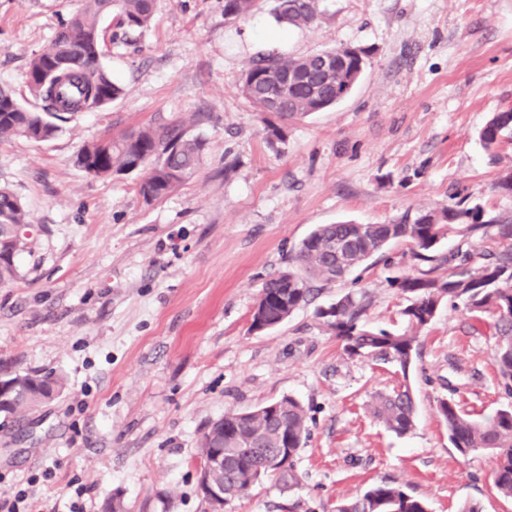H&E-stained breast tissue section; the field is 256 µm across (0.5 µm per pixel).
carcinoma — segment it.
<instances>
[{"label":"carcinoma","mask_w":512,"mask_h":512,"mask_svg":"<svg viewBox=\"0 0 512 512\" xmlns=\"http://www.w3.org/2000/svg\"><path fill=\"white\" fill-rule=\"evenodd\" d=\"M257 0H224V16L245 18ZM277 22L310 27L322 15L321 0H272ZM156 0H84L83 7L55 32L51 42L34 55L28 83L43 103L36 112L20 105L10 91L0 88V136H21L46 141L76 114L104 107L122 94V87L100 61V20L114 14L123 34L150 24ZM369 52L337 46L306 56L261 54L242 74L244 95L262 114L274 113L282 124L265 121L270 144L286 138V123L323 111L345 98L363 72ZM512 139V107L495 113L479 132L483 147L494 150L504 138ZM206 140L177 126L142 127L117 137L84 146L75 165L92 177L142 171L139 185L143 201L151 204L168 196L201 165ZM28 216L18 196L0 187V284L18 278L17 256L27 243L22 234ZM486 224L498 225L505 245L487 254L480 266L470 265L466 233ZM451 233L462 236L455 254L443 257L448 275L432 271L402 275L391 286L411 295L402 314L408 330L394 333L373 330L360 323L364 298L346 294L318 311L324 325L350 355H367L397 367L403 378L417 351V331L434 318L439 308L462 303L475 314L495 318L497 335L494 361L505 394L512 397V225L485 217L478 205L442 207L423 212L410 224H319L306 237L294 257L296 270L265 281L251 316L250 329H274L286 321L313 294L310 283L325 284L343 278L366 259L384 253L394 239L414 245L417 261L436 260L432 253ZM8 388L0 414L17 419L38 410L60 392L62 382L38 373H0ZM375 417L393 433L403 436L415 425L416 406L409 385L381 397L371 406ZM448 424V441L462 456L490 450L495 458L493 484L504 498L512 499V405L492 417L477 420L452 400L439 402ZM214 438L201 442V455L224 454V465L204 472L214 487L224 488L225 502L245 494L255 485L258 472L291 486L297 481L295 461L307 438L306 414L290 396L248 412H228L209 425ZM336 512H427V505L394 484H379L363 495L338 503Z\"/></svg>","instance_id":"carcinoma-1"}]
</instances>
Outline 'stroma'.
<instances>
[{
  "label": "stroma",
  "instance_id": "35a3bbf8",
  "mask_svg": "<svg viewBox=\"0 0 512 512\" xmlns=\"http://www.w3.org/2000/svg\"><path fill=\"white\" fill-rule=\"evenodd\" d=\"M83 0H0V87L41 103L35 53ZM318 25L278 24L268 5L228 20L224 0H157L131 37L104 19L101 62L123 87L48 141L0 138V183L29 215L19 277L0 286V365L62 375V394L24 421L0 416V497L20 512H212L198 487L200 442L229 411L290 396L305 409L300 477L266 480L227 512H335L341 500L396 483L429 512H512L492 482L491 452L460 456L439 400L476 419L512 404L493 360L494 319L441 307L418 333L408 375L351 356L318 309L365 296L371 328L407 327L390 281L418 274L407 240L344 279L319 285L280 327L251 331L262 284L293 265L319 224H394L457 202L512 218L494 188L512 141L487 152L478 133L512 107V0H323ZM369 49L335 107L291 122L269 144L239 79L260 53ZM202 135L198 172L145 204L141 173L94 178L84 145L143 126ZM409 382L416 423L387 431L368 407Z\"/></svg>",
  "mask_w": 512,
  "mask_h": 512
}]
</instances>
